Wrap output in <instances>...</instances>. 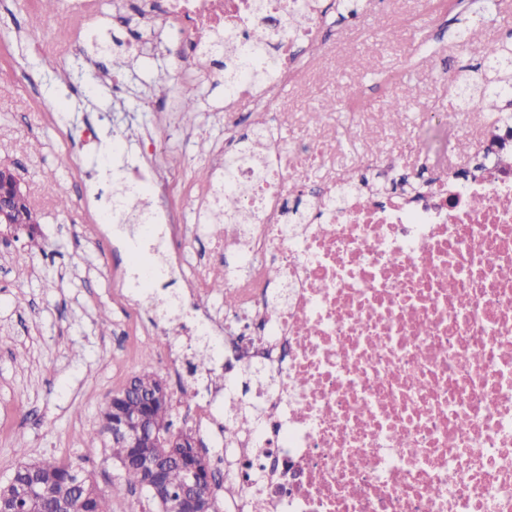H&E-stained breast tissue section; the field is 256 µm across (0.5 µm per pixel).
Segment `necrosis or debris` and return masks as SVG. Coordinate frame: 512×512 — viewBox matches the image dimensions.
<instances>
[{"label": "necrosis or debris", "mask_w": 512, "mask_h": 512, "mask_svg": "<svg viewBox=\"0 0 512 512\" xmlns=\"http://www.w3.org/2000/svg\"><path fill=\"white\" fill-rule=\"evenodd\" d=\"M98 6L60 0L48 21L30 0L29 22L65 58L81 52ZM333 6L122 0L113 16L153 31L152 50L175 37L187 58L203 30L223 36L229 61L261 38L278 67L273 83L241 78L225 91L213 154H237L244 104L259 110L265 146L199 199L220 195L229 209L211 242L246 268L226 282L234 306L213 297L208 264L173 235L203 315L195 332L270 382L234 439L217 418L237 398L234 374L183 419L214 442L224 512H512V169L481 154L460 172L422 147L411 172L368 150L296 204L297 168L325 167L333 145H289L281 91L316 72L308 51L330 45Z\"/></svg>", "instance_id": "necrosis-or-debris-1"}]
</instances>
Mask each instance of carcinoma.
<instances>
[{"label":"carcinoma","instance_id":"1","mask_svg":"<svg viewBox=\"0 0 512 512\" xmlns=\"http://www.w3.org/2000/svg\"><path fill=\"white\" fill-rule=\"evenodd\" d=\"M461 37L465 39L467 52L481 60L480 81L473 85L478 92L479 104L512 121V114L504 111L501 102L502 92L512 87V41L478 42L471 39L467 32L461 33ZM240 75H252L269 82L277 79L276 61L266 53L262 42H256L242 54L238 70L224 78V87L231 89ZM473 86L466 81L461 83V98H466ZM180 111L188 123H194L198 112L196 97L191 94L182 97ZM118 209L140 213L141 221L145 223L152 219L151 214L143 209L142 198L135 194L121 196ZM133 380L139 392L153 399L150 415L158 427L165 433L172 430L173 422L165 386L154 371L150 356L144 357L142 368ZM224 413L232 417V423L226 428V436L229 438L251 424L249 418L239 413V408L234 403L224 404ZM101 421L98 435L104 438L105 446L110 448L112 457L119 461L124 473V482L115 485L112 492L118 496L126 487H139L157 505V512H164L162 503L146 485V475L141 469L140 460L146 457L163 459L168 490L176 492L183 484L182 466L196 463L192 449H180L182 463L178 464L163 458L166 453L164 448H126L123 444L112 441L110 399L103 408ZM32 483L39 485L43 494L29 502L18 499V487ZM19 508L26 512H108L105 498L82 469L71 463H50L42 460H31L22 464L10 480L0 484V512H16Z\"/></svg>","mask_w":512,"mask_h":512}]
</instances>
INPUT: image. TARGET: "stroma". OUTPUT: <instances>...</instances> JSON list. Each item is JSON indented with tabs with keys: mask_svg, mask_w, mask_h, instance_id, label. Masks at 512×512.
Masks as SVG:
<instances>
[{
	"mask_svg": "<svg viewBox=\"0 0 512 512\" xmlns=\"http://www.w3.org/2000/svg\"><path fill=\"white\" fill-rule=\"evenodd\" d=\"M25 5L14 0L10 13L0 12V165L16 171L40 227L33 242L26 231L0 228V484L32 458L73 463L107 495L110 512H155L141 490L113 496L122 470L89 435L99 429L109 396L139 372L142 355L157 351V341L144 339L136 359L124 357L135 324L156 323L159 341L191 358L206 339L180 329L194 300L171 261L168 224L146 230L106 225L101 218L113 210V171L130 173L153 163L160 176L182 182L184 192L175 200L152 194L150 211L180 210L196 250L212 272L223 271V260L211 256L206 239L217 227L205 222L195 196L222 176L221 161L207 151L224 139V83L183 80L172 53H123L119 44L132 30L114 26V0H100L84 51L47 67L37 37L19 36L27 22ZM351 7L362 34L345 33L344 21L336 20V30L345 33L341 49L307 95L286 93L296 117L284 135L302 143L328 132L340 169L350 168L378 137L386 151L406 156L422 141L452 156L466 154L451 130H431L428 115L447 111L446 79L479 75L477 60L456 53L457 31L468 29L483 41L492 27L512 38V8L486 21L477 8L453 6L447 25L426 31L396 26L372 0H352ZM114 71L123 79L119 96L110 78ZM394 74L401 84L421 89L413 106L388 109ZM354 87L368 111L381 113L380 129L359 123L355 112L341 106L317 124L298 119L305 103L341 101ZM162 92L195 95V123L151 105L152 95ZM58 183L67 190L68 205L52 192ZM132 245L149 259H162L165 273L153 287H137L139 271L128 256Z\"/></svg>",
	"mask_w": 512,
	"mask_h": 512,
	"instance_id": "35a3bbf8",
	"label": "stroma"
}]
</instances>
